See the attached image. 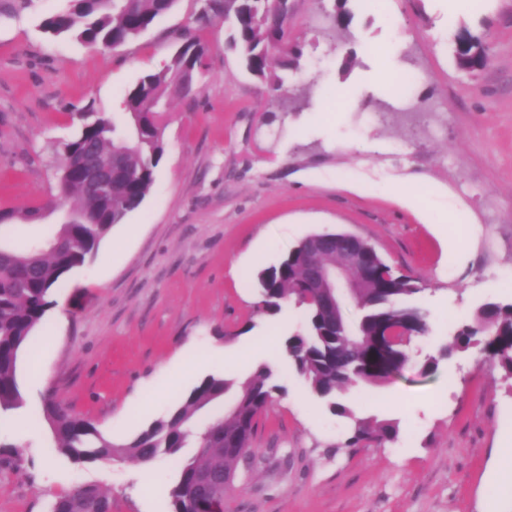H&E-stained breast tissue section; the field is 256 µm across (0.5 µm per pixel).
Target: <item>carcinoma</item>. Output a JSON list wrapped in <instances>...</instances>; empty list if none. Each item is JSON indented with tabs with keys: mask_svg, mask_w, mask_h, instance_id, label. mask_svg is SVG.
<instances>
[{
	"mask_svg": "<svg viewBox=\"0 0 512 512\" xmlns=\"http://www.w3.org/2000/svg\"><path fill=\"white\" fill-rule=\"evenodd\" d=\"M176 2L70 0L67 10L45 18L41 27L53 37L73 39L90 49H111L150 29ZM346 3L337 0L332 17L339 33L347 31L350 21ZM293 10L291 0H199L192 26L168 63L158 71L145 72L127 89L122 117L115 119L92 103L73 113L80 125L73 136L58 142L62 162L56 174L59 198L79 196L83 205L69 208V223L58 225L46 239L15 244L0 237V413L18 410L24 404L17 363L32 332L53 305V290L67 273L97 252L114 225L123 223L141 206L154 183L165 152L163 130L170 95L192 97L198 78L208 67L209 49L201 32L224 23L227 47L241 66L278 93L285 89V79L270 72L271 47L278 46L280 66L285 71L298 69L303 57V45L289 34ZM455 59L462 70L481 66L488 59L485 43L472 36L457 40ZM109 157L112 193L102 194L85 182L80 169L87 161ZM43 212L42 206L0 210V227L15 221L37 223ZM332 236V232L314 234L277 264L257 273L259 311L276 314L289 302L302 308V328L284 339L281 353L311 393L334 399V412L353 419L346 446L394 443L399 437L398 423L355 417L344 393L386 384L400 373L411 360L407 346H395L392 353L370 363L365 362L368 349L379 331L388 326L412 330L413 340L426 336L430 314L414 301L421 291L418 281L395 271L371 243L361 238L358 244L367 255V263L351 272L364 285L354 303L356 318L351 320L345 311L325 304L322 285L311 276L313 264L307 243ZM476 344L482 345L487 358L512 374V304L487 302L474 321L458 328L453 348L467 350ZM451 349H439L425 360L421 372H435ZM271 378L269 367H259L239 385L235 407L226 414L221 406L234 382L209 375L166 416L120 446L93 422L53 399L44 404V418L56 448L76 463L92 464L114 457L142 463L159 456L173 459L179 474L169 490L172 512H198L196 492L201 479L213 478L207 499L224 500V474L233 473L232 464L251 452L258 418L281 390ZM190 442L197 448L196 456L183 460L181 450ZM50 512H112V499L96 485H79L57 496Z\"/></svg>",
	"mask_w": 512,
	"mask_h": 512,
	"instance_id": "1",
	"label": "carcinoma"
}]
</instances>
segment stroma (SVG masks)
<instances>
[{
	"mask_svg": "<svg viewBox=\"0 0 512 512\" xmlns=\"http://www.w3.org/2000/svg\"><path fill=\"white\" fill-rule=\"evenodd\" d=\"M334 4L295 0L304 57L283 98L225 51L224 25L207 31L209 70L194 98L171 99L145 200L64 276L19 358L25 405L0 417V512H49L78 484L109 493L112 512H172L174 461L74 463L55 446L45 398L120 445L205 376L240 383L263 365L285 392L261 414L224 512H512V489L489 479L512 426V378L476 346L420 371L483 303H512V0L373 10L348 0L340 48L326 34ZM67 6L0 0V210L55 195L56 145L76 131L73 112L92 101L120 113L125 90L164 65L198 8L179 0L137 40L97 52L42 30ZM467 34L485 40L482 69L456 64ZM398 72L412 77L402 93L389 81ZM402 184L420 212L399 204ZM458 203L472 223L449 222ZM324 231L361 237L417 278L430 313L401 374L348 397L355 416L398 422L383 446L346 447L352 418L289 370L280 348L300 310H258L257 272Z\"/></svg>",
	"mask_w": 512,
	"mask_h": 512,
	"instance_id": "obj_1",
	"label": "stroma"
}]
</instances>
